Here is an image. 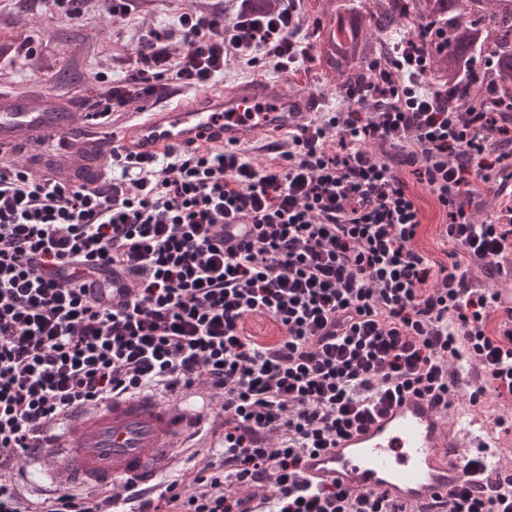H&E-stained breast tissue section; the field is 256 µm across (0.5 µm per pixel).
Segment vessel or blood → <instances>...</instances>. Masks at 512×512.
<instances>
[{
    "label": "vessel or blood",
    "mask_w": 512,
    "mask_h": 512,
    "mask_svg": "<svg viewBox=\"0 0 512 512\" xmlns=\"http://www.w3.org/2000/svg\"><path fill=\"white\" fill-rule=\"evenodd\" d=\"M307 112V99L261 83L128 114L109 137L79 106L62 108L49 99L35 110L23 99L0 95V150L75 143L97 171L105 168L116 144L149 157L175 148L242 146L258 134L287 130ZM207 422L208 399L200 393L168 400L149 393L115 398L54 424L29 461L54 485L149 490L175 467L177 449L202 437ZM473 450L483 459L491 457L482 436L460 435L430 400L407 393L362 430L308 457L304 475L317 485L375 490L402 504L422 505L465 480L484 478V471L468 474L461 466Z\"/></svg>",
    "instance_id": "1"
}]
</instances>
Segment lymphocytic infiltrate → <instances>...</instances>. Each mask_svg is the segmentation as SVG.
Returning <instances> with one entry per match:
<instances>
[{
	"label": "lymphocytic infiltrate",
	"instance_id": "1",
	"mask_svg": "<svg viewBox=\"0 0 512 512\" xmlns=\"http://www.w3.org/2000/svg\"><path fill=\"white\" fill-rule=\"evenodd\" d=\"M232 3L231 17L185 12L138 42L129 81L100 73L96 118L215 85L229 46L279 71L308 56L298 0ZM430 58L427 44L395 43L356 109L299 125L265 168L224 147L158 161L116 149L99 178L0 165V512H413L376 491L312 486L303 469L402 394L450 409L470 368V406L490 390L512 395V301L469 285L475 264L512 277V225L463 207L512 185V102L450 111ZM397 155L463 260L419 247ZM116 278L121 300H103ZM256 318L271 335L250 330ZM197 385L216 401L224 454L158 493L62 490L27 503L7 478L74 409ZM428 509L512 512V468Z\"/></svg>",
	"mask_w": 512,
	"mask_h": 512
}]
</instances>
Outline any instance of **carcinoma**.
Wrapping results in <instances>:
<instances>
[{
	"instance_id": "carcinoma-1",
	"label": "carcinoma",
	"mask_w": 512,
	"mask_h": 512,
	"mask_svg": "<svg viewBox=\"0 0 512 512\" xmlns=\"http://www.w3.org/2000/svg\"><path fill=\"white\" fill-rule=\"evenodd\" d=\"M335 24L326 29L325 64L341 85L357 93L373 63L385 56L372 35L400 20L410 32L436 42L431 78L448 88L457 112L484 111L485 97L512 93V0H332ZM479 13L488 23L466 20Z\"/></svg>"
}]
</instances>
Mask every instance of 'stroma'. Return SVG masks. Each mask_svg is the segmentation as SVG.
Returning <instances> with one entry per match:
<instances>
[{
	"label": "stroma",
	"mask_w": 512,
	"mask_h": 512,
	"mask_svg": "<svg viewBox=\"0 0 512 512\" xmlns=\"http://www.w3.org/2000/svg\"><path fill=\"white\" fill-rule=\"evenodd\" d=\"M217 0H143L139 11L127 19L111 17L103 0H89L82 20L73 22L57 14L53 6L43 4L33 9L25 0H8L0 8V36H9L21 44L33 42L42 51L43 69H31L26 61L0 70V90L17 97L39 102L43 96L86 104L89 96L104 91L99 72H107L112 81L126 79L120 57L128 54L142 35L150 30L171 29L179 15L189 9H213ZM77 69L78 79L62 81L58 75L67 69ZM278 81L291 93L305 94L320 102L323 112L348 111L349 101L337 88V81L320 62L318 51H311L296 69L281 72L273 67L256 68L241 56L228 54L219 88L232 89L244 84ZM398 170L416 194L422 213L424 232L419 245L434 257H442L445 248L442 238L444 216L412 172L411 167L399 165ZM512 407V396L491 392L482 410L474 411L463 399H456L449 414L472 421L476 429L489 438L498 439L502 449L500 462L512 465V435H497L494 418Z\"/></svg>",
	"instance_id": "obj_1"
}]
</instances>
